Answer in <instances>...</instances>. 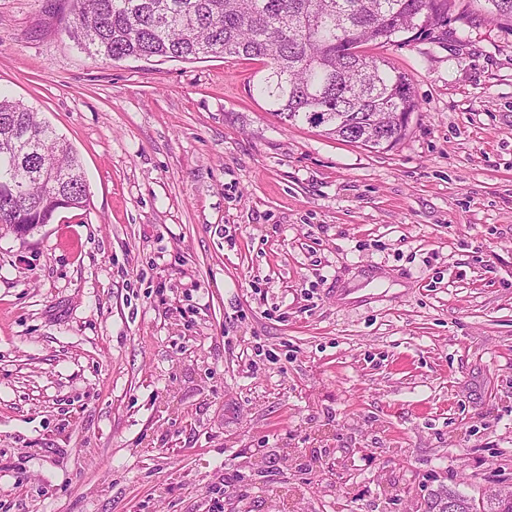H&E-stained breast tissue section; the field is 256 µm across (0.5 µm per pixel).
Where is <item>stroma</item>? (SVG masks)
<instances>
[{
  "label": "stroma",
  "mask_w": 512,
  "mask_h": 512,
  "mask_svg": "<svg viewBox=\"0 0 512 512\" xmlns=\"http://www.w3.org/2000/svg\"><path fill=\"white\" fill-rule=\"evenodd\" d=\"M486 9L387 48L419 110L379 152L282 124L261 60H98L48 0H0V93L90 192L0 233V512L512 486V24Z\"/></svg>",
  "instance_id": "stroma-1"
}]
</instances>
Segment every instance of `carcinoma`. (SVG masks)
Here are the masks:
<instances>
[{
  "instance_id": "1",
  "label": "carcinoma",
  "mask_w": 512,
  "mask_h": 512,
  "mask_svg": "<svg viewBox=\"0 0 512 512\" xmlns=\"http://www.w3.org/2000/svg\"><path fill=\"white\" fill-rule=\"evenodd\" d=\"M492 21L512 22V0H486ZM453 0H64V30L91 57L197 61L268 59L257 91L291 126L321 127L372 149L394 147L419 108L410 76L370 52L443 40ZM89 202L80 160L38 112L0 96V230L50 224ZM475 512L441 489L428 512Z\"/></svg>"
}]
</instances>
